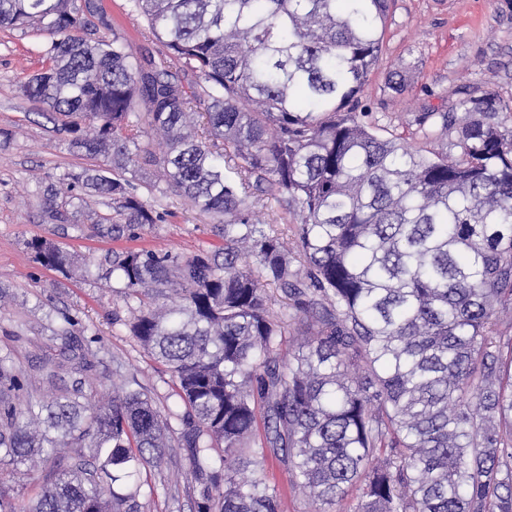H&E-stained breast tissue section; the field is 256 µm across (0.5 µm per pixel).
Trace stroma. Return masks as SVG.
Returning <instances> with one entry per match:
<instances>
[{
    "instance_id": "1",
    "label": "stroma",
    "mask_w": 512,
    "mask_h": 512,
    "mask_svg": "<svg viewBox=\"0 0 512 512\" xmlns=\"http://www.w3.org/2000/svg\"><path fill=\"white\" fill-rule=\"evenodd\" d=\"M103 14L96 36L142 43L146 23L128 15L126 0H99ZM46 40L32 29L0 30V286L12 299L0 305V353H11L28 392L47 398L55 390L39 381L36 365L61 356L54 333L72 317L74 336L97 343L105 363L147 388L158 410L172 405V378L130 333L129 305L119 288L100 281L112 253L144 248L191 256L218 244L207 217L175 192L151 190L147 175L127 172L138 196L164 217L138 237L112 239L96 222L112 216L110 200L87 197L79 221L49 220L43 190L63 175L101 165L98 157L67 149L68 135L42 117V104L29 100L21 84L46 63ZM402 72L406 87L386 86L389 73ZM477 86L512 101V0H392L383 32L378 68L362 102L376 118V133L402 132L422 107L447 106L454 91ZM39 236L61 243L94 265L90 276L40 266L26 248ZM192 482L179 449L148 472L137 501L139 512H192Z\"/></svg>"
}]
</instances>
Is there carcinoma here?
Wrapping results in <instances>:
<instances>
[{
	"label": "carcinoma",
	"mask_w": 512,
	"mask_h": 512,
	"mask_svg": "<svg viewBox=\"0 0 512 512\" xmlns=\"http://www.w3.org/2000/svg\"><path fill=\"white\" fill-rule=\"evenodd\" d=\"M389 0H130L154 54L87 40L76 0H0V29L47 39L23 84L104 167L70 176V198L112 200V238L163 216L134 193L150 170L224 244L193 256L112 252L101 275L139 305L129 330L163 363V415L128 380L95 400L103 361L59 334L65 359L23 392L0 357V468L45 471L0 512H139L143 470L177 445L195 512H287L261 475L284 464L311 512L361 486L356 512H512V105L464 90L424 109L420 147L374 133L361 94L379 61ZM235 161L232 175L225 163ZM49 185L52 217L67 220ZM271 195L293 237L249 203ZM43 267L72 255L33 237ZM287 300L276 314L267 287ZM77 448L64 464L58 454ZM90 449L89 453L82 449ZM253 467L259 475L245 477Z\"/></svg>",
	"instance_id": "carcinoma-1"
}]
</instances>
